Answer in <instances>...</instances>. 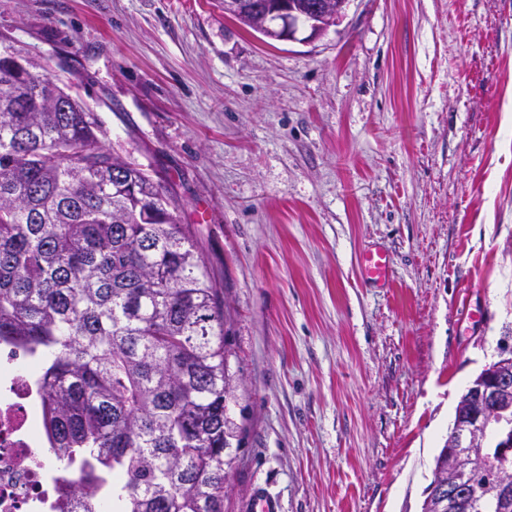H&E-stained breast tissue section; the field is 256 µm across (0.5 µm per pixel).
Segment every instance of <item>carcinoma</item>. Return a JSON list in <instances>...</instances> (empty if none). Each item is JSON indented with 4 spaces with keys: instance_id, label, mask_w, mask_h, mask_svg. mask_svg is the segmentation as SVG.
<instances>
[{
    "instance_id": "cac0c4a2",
    "label": "carcinoma",
    "mask_w": 512,
    "mask_h": 512,
    "mask_svg": "<svg viewBox=\"0 0 512 512\" xmlns=\"http://www.w3.org/2000/svg\"><path fill=\"white\" fill-rule=\"evenodd\" d=\"M0 53V345L32 375L49 447L81 465L61 512H224L223 289L174 195L105 144L79 99Z\"/></svg>"
}]
</instances>
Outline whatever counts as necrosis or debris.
Returning <instances> with one entry per match:
<instances>
[{
    "mask_svg": "<svg viewBox=\"0 0 512 512\" xmlns=\"http://www.w3.org/2000/svg\"><path fill=\"white\" fill-rule=\"evenodd\" d=\"M29 358L0 352V512H53L60 492L80 476L78 464L56 473L43 446V418L32 399Z\"/></svg>",
    "mask_w": 512,
    "mask_h": 512,
    "instance_id": "necrosis-or-debris-1",
    "label": "necrosis or debris"
}]
</instances>
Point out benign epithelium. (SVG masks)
I'll list each match as a JSON object with an SVG mask.
<instances>
[{
	"label": "benign epithelium",
	"instance_id": "7a95c632",
	"mask_svg": "<svg viewBox=\"0 0 512 512\" xmlns=\"http://www.w3.org/2000/svg\"><path fill=\"white\" fill-rule=\"evenodd\" d=\"M350 0H224V14L245 19L274 41H313L345 15ZM494 437L497 456L512 453V353L489 364L471 383L450 430L447 481L432 486L448 512H476L474 476L488 472L485 490L512 509V472L490 467L486 443Z\"/></svg>",
	"mask_w": 512,
	"mask_h": 512
}]
</instances>
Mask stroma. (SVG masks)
<instances>
[{"label":"stroma","mask_w":512,"mask_h":512,"mask_svg":"<svg viewBox=\"0 0 512 512\" xmlns=\"http://www.w3.org/2000/svg\"><path fill=\"white\" fill-rule=\"evenodd\" d=\"M0 33L74 65L224 291V512H421L461 395L512 350V0H350L308 43L224 0H0ZM370 247L389 287L360 281Z\"/></svg>","instance_id":"obj_1"}]
</instances>
